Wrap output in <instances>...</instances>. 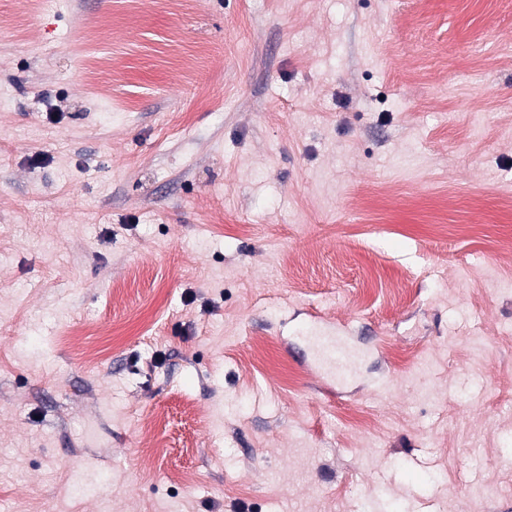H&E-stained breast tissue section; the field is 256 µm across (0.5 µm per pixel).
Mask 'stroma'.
<instances>
[{
  "instance_id": "stroma-1",
  "label": "stroma",
  "mask_w": 512,
  "mask_h": 512,
  "mask_svg": "<svg viewBox=\"0 0 512 512\" xmlns=\"http://www.w3.org/2000/svg\"><path fill=\"white\" fill-rule=\"evenodd\" d=\"M511 237L512 0H0V512H512ZM323 355L326 361L334 368L336 374L345 376L350 372L352 355L339 343L332 341L324 342Z\"/></svg>"
}]
</instances>
